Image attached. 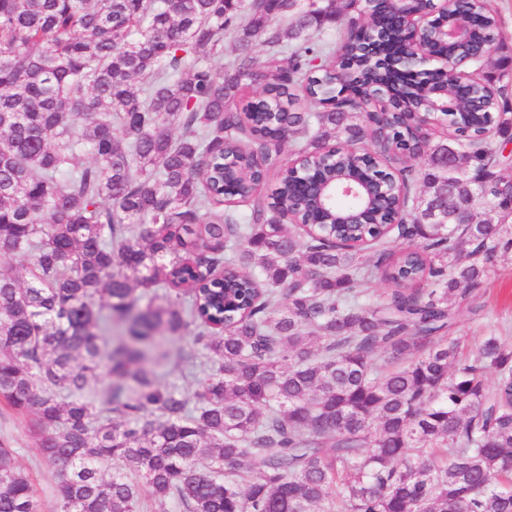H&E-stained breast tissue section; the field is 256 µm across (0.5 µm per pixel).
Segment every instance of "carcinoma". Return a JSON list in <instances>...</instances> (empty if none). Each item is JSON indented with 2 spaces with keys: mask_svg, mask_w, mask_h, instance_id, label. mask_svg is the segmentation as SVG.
I'll return each mask as SVG.
<instances>
[{
  "mask_svg": "<svg viewBox=\"0 0 512 512\" xmlns=\"http://www.w3.org/2000/svg\"><path fill=\"white\" fill-rule=\"evenodd\" d=\"M299 2L0 0V402L35 415L56 512H512V346L488 336L469 359L448 336L512 247L495 144L512 131V57L457 86L400 64L426 0L371 14L345 0L337 42L335 0ZM463 7L471 40L443 39L437 15L434 55L501 37L488 0ZM226 35L238 55L218 74L205 60ZM378 91L389 109H368ZM432 102L454 108L438 142L407 119ZM338 132L395 166L391 195L327 204L349 151L336 172L293 175L285 141L309 160ZM423 153V172L401 163ZM397 212L414 228L400 251L384 224ZM133 282L173 295L158 305ZM191 326L190 358L212 369L188 398L155 368ZM0 512H42L2 443Z\"/></svg>",
  "mask_w": 512,
  "mask_h": 512,
  "instance_id": "carcinoma-1",
  "label": "carcinoma"
}]
</instances>
